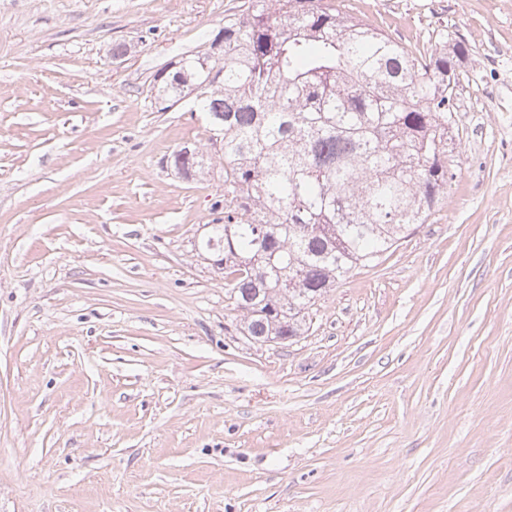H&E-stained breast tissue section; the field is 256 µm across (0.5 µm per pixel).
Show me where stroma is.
Here are the masks:
<instances>
[{
    "instance_id": "obj_1",
    "label": "stroma",
    "mask_w": 512,
    "mask_h": 512,
    "mask_svg": "<svg viewBox=\"0 0 512 512\" xmlns=\"http://www.w3.org/2000/svg\"><path fill=\"white\" fill-rule=\"evenodd\" d=\"M242 2L0 0V512H512V0H340L466 47L455 177L265 344L151 94Z\"/></svg>"
}]
</instances>
